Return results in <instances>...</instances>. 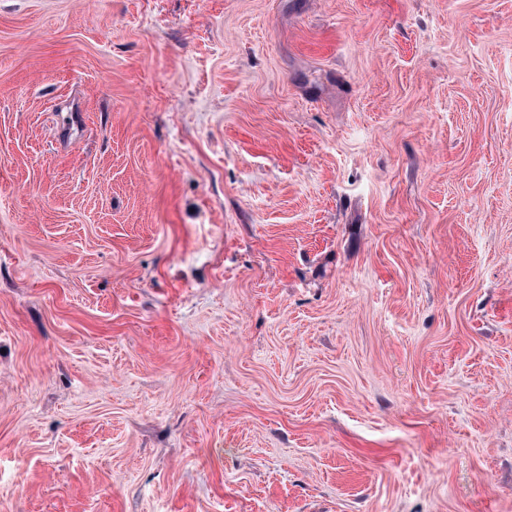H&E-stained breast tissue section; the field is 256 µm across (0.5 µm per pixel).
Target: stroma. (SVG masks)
I'll return each instance as SVG.
<instances>
[{"label":"stroma","mask_w":512,"mask_h":512,"mask_svg":"<svg viewBox=\"0 0 512 512\" xmlns=\"http://www.w3.org/2000/svg\"><path fill=\"white\" fill-rule=\"evenodd\" d=\"M0 512H512V0H0Z\"/></svg>","instance_id":"stroma-1"}]
</instances>
